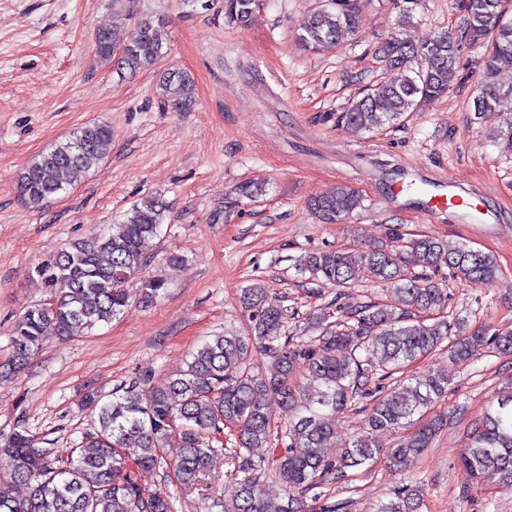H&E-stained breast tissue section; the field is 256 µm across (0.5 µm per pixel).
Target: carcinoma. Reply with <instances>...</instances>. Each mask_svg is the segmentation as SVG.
Returning <instances> with one entry per match:
<instances>
[{
	"mask_svg": "<svg viewBox=\"0 0 512 512\" xmlns=\"http://www.w3.org/2000/svg\"><path fill=\"white\" fill-rule=\"evenodd\" d=\"M259 2L224 0L225 23L247 27ZM367 2L320 0L299 35L302 46L319 51L357 36L359 13ZM421 2L399 0L397 24L410 23ZM462 8L463 26L457 34L443 31L418 44L384 45L383 61L405 76L373 85L339 113L338 121L355 133H378L422 111L456 84L464 43L484 49V80L474 111L481 119L491 117L503 101L494 74L501 62L512 61L509 0H462ZM164 28L162 19L143 15L121 46L114 44L110 30L100 29L96 53L118 75L133 74L164 57ZM164 93L171 108L190 107L193 78L185 71L168 73ZM111 150L107 124L85 125L24 167L15 184L17 195L28 204H42L84 180ZM309 207L321 223L342 224L364 209L363 196L340 185L331 195L312 197ZM168 210L162 199L146 197L118 223L70 243L37 267L50 301L32 305L14 325L12 352L0 360L1 382L26 368L41 350L46 325H53L58 336L81 335L124 312L131 283H141L146 302L165 292L162 277L144 276L149 265L144 247L160 231ZM444 268L451 278L476 285L494 282L499 272L489 253L467 245L450 249L428 235L406 239L395 230L385 245L308 254L302 271L336 287V298L334 306L307 314V327L317 335L298 342L285 331L288 308L272 300L261 281L252 283L239 298L249 317L247 335H215L204 341L190 354L187 368L163 387L144 389L134 382L107 400L87 395L85 404L97 416L99 431L83 437L76 456H54L38 447L22 426L0 437V458L8 463L10 481L27 488L25 496L16 497L1 485L0 512H175L167 492L142 491L139 473L159 467L163 448L175 442L181 448L172 466L177 484L188 490L210 486L209 461L224 451L218 436L226 420L234 424L236 448L230 451L235 468L229 474L231 495L224 512H340L341 503L324 508L307 504V493L345 477L349 468L379 460L402 471L429 447L436 431V423L420 426L415 416H423L446 394L447 375L405 376L376 397L368 383L369 373L378 371L383 379L402 373L443 349L452 333L463 332L460 322H428V314L447 305L446 289L433 279ZM364 280L391 289L397 306L372 300L354 308L341 305L346 292ZM486 343L512 354V330L490 337L479 331L452 343L449 352L466 359ZM255 350L267 359L263 370L252 362ZM299 371L308 373L316 386L292 385ZM271 401L288 410L287 423L274 422L268 412ZM359 403L367 412L368 431L350 438L340 457L325 458L322 448L336 436V418ZM379 432L399 434L394 447H380L375 441ZM263 445L278 447V454L257 462L250 449ZM459 467L468 484L492 473L500 487L512 489V391L497 397L492 411L475 426ZM269 468L288 485L284 495L265 493L263 475ZM418 509L419 495L403 490L379 512Z\"/></svg>",
	"mask_w": 512,
	"mask_h": 512,
	"instance_id": "1",
	"label": "carcinoma"
}]
</instances>
